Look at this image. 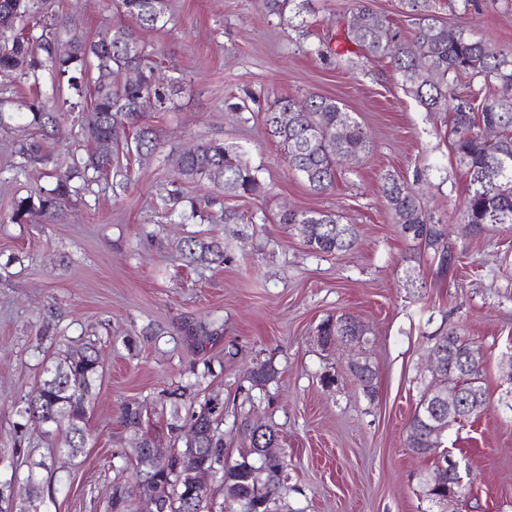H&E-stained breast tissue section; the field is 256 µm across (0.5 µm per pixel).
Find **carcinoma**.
Listing matches in <instances>:
<instances>
[{"mask_svg": "<svg viewBox=\"0 0 512 512\" xmlns=\"http://www.w3.org/2000/svg\"><path fill=\"white\" fill-rule=\"evenodd\" d=\"M412 27L405 30L379 15L369 0H355L354 12L344 26L345 39L368 55L389 59L402 85L428 112H452L454 148L466 168L468 189L463 216L472 229L485 224H512V57L498 51L486 39L475 37L462 25L440 22L430 11V0H405ZM117 10L132 23H116L109 42L88 40L74 18L62 19L49 11L47 0H0V130L13 129L22 119L25 138L18 141L13 168L23 172L32 164L50 159L48 148L69 138L59 122L58 112L76 114L80 128L79 146L66 170H54L49 187L18 199L10 220L23 224L38 211L52 223L64 221L63 205L91 190L99 180L112 177L114 157L111 145L126 130L133 132L127 149L154 151L158 147L155 130L140 123L135 106L142 93L155 95L159 107L170 100L172 89L158 84L154 67L145 52L141 31L164 27L167 0H117ZM64 39L55 37L56 31ZM131 68L142 71L140 85L129 87L119 80ZM466 74L497 81L501 90L488 93L478 103L459 102L448 107V87L455 77ZM496 129L488 141L483 128ZM266 129L276 143L288 147V160L309 187L317 192L332 188L337 181L339 152L360 155L370 146L369 135L345 105L332 98L310 95L297 99L276 98L266 113ZM171 165L184 181L206 179L219 186L226 197H247L260 190L256 170L243 154L221 140L210 139L196 145L192 153L171 157ZM383 195L394 223L403 236L423 246L439 261L445 260V230L435 224L414 191L402 181L387 177ZM281 224L308 225L306 244L315 253L336 254L350 250L356 230L334 214L285 211ZM188 262L224 264V246L215 240L189 237L180 245ZM348 317L327 319L317 329L325 341L347 339L367 343V331L349 326ZM432 348L443 353V372L456 378L457 401L429 398L418 402L408 426V448L418 455H432L442 447L448 429L470 418L469 406L477 397H486L482 386V352L479 348L448 334L435 338ZM352 375L369 389L376 372L359 360L350 366ZM101 348L87 342L77 348L58 350L42 368L40 387L33 395L15 404L20 418L17 428L31 424L52 435L64 431V447L75 456L89 439L88 411L97 382L102 378ZM277 375L269 362L250 370L252 385L263 389ZM189 387L170 392L175 438L185 437V448L174 451L165 462H154L150 453L137 455L133 482L112 488L110 512H135L134 501L141 491L140 475L148 476L147 489L164 497V512H201L206 493L189 480V471L206 466L222 472L224 499L229 512H270V503L284 488L287 464L276 456L260 455L259 448L278 447V433L272 425L241 422L249 445L240 449L239 459L224 462V403H206L183 418L179 401ZM144 406L128 403L120 409V423L141 439ZM432 482L431 495L448 496V473L433 465L424 476Z\"/></svg>", "mask_w": 512, "mask_h": 512, "instance_id": "carcinoma-1", "label": "carcinoma"}]
</instances>
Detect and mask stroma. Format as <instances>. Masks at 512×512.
I'll use <instances>...</instances> for the list:
<instances>
[{
    "mask_svg": "<svg viewBox=\"0 0 512 512\" xmlns=\"http://www.w3.org/2000/svg\"><path fill=\"white\" fill-rule=\"evenodd\" d=\"M61 17L82 19L88 37L122 22L112 0H55ZM448 25L512 54V0H434ZM352 0H303L300 11L269 12L267 0H169L168 22L142 41L161 83L178 79L165 107L144 120L159 138L148 156L120 154L127 187L103 183L68 206L63 224L9 220L15 198L49 185L71 165L75 140L52 145L49 164L11 168L13 134L0 131V480L44 462L52 476L32 488L15 482L16 512H107L112 487L132 479L138 437L119 421L125 403L146 404L143 428L168 448L165 391L190 385L185 403L224 401V455L244 441L235 421L272 424L288 463L274 512H433L421 478L428 457L407 446L428 375L433 337L455 329L483 353L486 404L450 430L445 446L466 488L447 512H512V224L470 231L463 218L468 177L453 146L451 115L429 112L387 60L342 36ZM320 94L345 104L367 128V154L341 166L335 188L316 193L265 128L282 95ZM219 139L241 147L257 169L259 194L227 198L208 180L184 182L165 160ZM392 176L414 189L446 230L447 266L423 259L384 207ZM179 189L202 201L198 216L167 223L163 200ZM322 211L354 225L344 253L310 251L284 211ZM220 240L223 265L186 263L188 235ZM347 315L369 331L364 347L322 344L317 325ZM59 334L40 335L43 317ZM218 325L204 347L188 325ZM93 340L104 372L87 427L92 440L71 456L59 435L29 428L14 447L15 402L35 391L57 346ZM368 359L366 394L350 372ZM269 361L267 392L247 369Z\"/></svg>",
    "mask_w": 512,
    "mask_h": 512,
    "instance_id": "obj_1",
    "label": "stroma"
}]
</instances>
